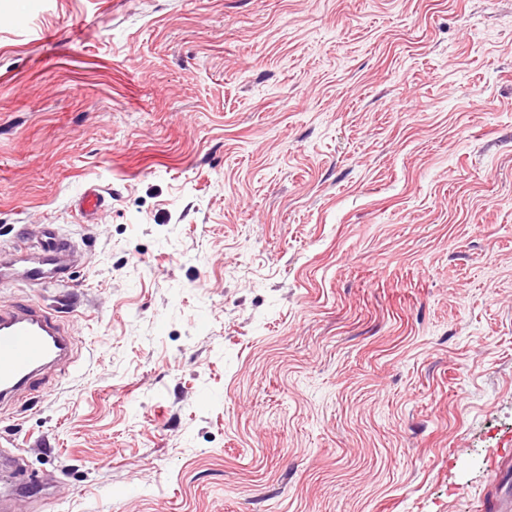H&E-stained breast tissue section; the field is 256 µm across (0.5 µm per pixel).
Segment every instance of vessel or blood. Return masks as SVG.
Segmentation results:
<instances>
[{
  "mask_svg": "<svg viewBox=\"0 0 512 512\" xmlns=\"http://www.w3.org/2000/svg\"><path fill=\"white\" fill-rule=\"evenodd\" d=\"M78 211L95 223L105 207L101 188L82 189ZM11 251H0V288L21 284L37 290L69 281L74 242L55 225L36 224L20 231ZM73 355L70 333L57 310L20 302L0 303V404L23 390L40 393L51 371L69 365Z\"/></svg>",
  "mask_w": 512,
  "mask_h": 512,
  "instance_id": "1",
  "label": "vessel or blood"
}]
</instances>
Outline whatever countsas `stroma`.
<instances>
[{
    "mask_svg": "<svg viewBox=\"0 0 512 512\" xmlns=\"http://www.w3.org/2000/svg\"><path fill=\"white\" fill-rule=\"evenodd\" d=\"M106 193L97 223L77 196ZM78 245L0 406L28 512H480L512 450V0H0V249ZM72 337L55 308L0 303V404L44 392L51 371L70 365Z\"/></svg>",
    "mask_w": 512,
    "mask_h": 512,
    "instance_id": "35a3bbf8",
    "label": "stroma"
}]
</instances>
